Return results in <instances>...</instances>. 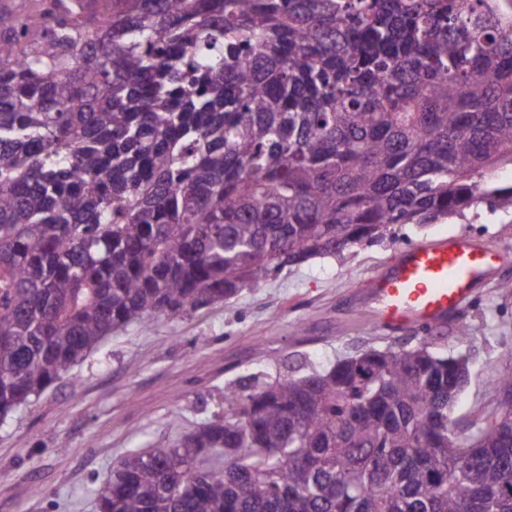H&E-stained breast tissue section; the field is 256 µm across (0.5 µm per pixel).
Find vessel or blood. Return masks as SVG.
Segmentation results:
<instances>
[{
  "mask_svg": "<svg viewBox=\"0 0 512 512\" xmlns=\"http://www.w3.org/2000/svg\"><path fill=\"white\" fill-rule=\"evenodd\" d=\"M512 254L486 253L467 235L399 250L367 292L369 314L390 329L444 323Z\"/></svg>",
  "mask_w": 512,
  "mask_h": 512,
  "instance_id": "obj_1",
  "label": "vessel or blood"
}]
</instances>
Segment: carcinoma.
Listing matches in <instances>:
<instances>
[{
	"mask_svg": "<svg viewBox=\"0 0 512 512\" xmlns=\"http://www.w3.org/2000/svg\"><path fill=\"white\" fill-rule=\"evenodd\" d=\"M0 7V416L112 332L512 186V0ZM424 341L224 389L99 512H512V373L466 435Z\"/></svg>",
	"mask_w": 512,
	"mask_h": 512,
	"instance_id": "cac0c4a2",
	"label": "carcinoma"
}]
</instances>
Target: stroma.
<instances>
[{
    "label": "stroma",
    "instance_id": "1",
    "mask_svg": "<svg viewBox=\"0 0 512 512\" xmlns=\"http://www.w3.org/2000/svg\"><path fill=\"white\" fill-rule=\"evenodd\" d=\"M467 234L512 253V209L479 205L435 224L393 225L381 243L271 272L229 301L115 332L30 402L0 420V512H98L97 493L128 450L164 447L224 413V390L268 375L325 371L391 343H431L466 358L470 380L453 409L469 429L493 406V376L512 371V263L464 307L423 330L371 328L361 296L400 249ZM470 334L459 339L458 323Z\"/></svg>",
    "mask_w": 512,
    "mask_h": 512
}]
</instances>
